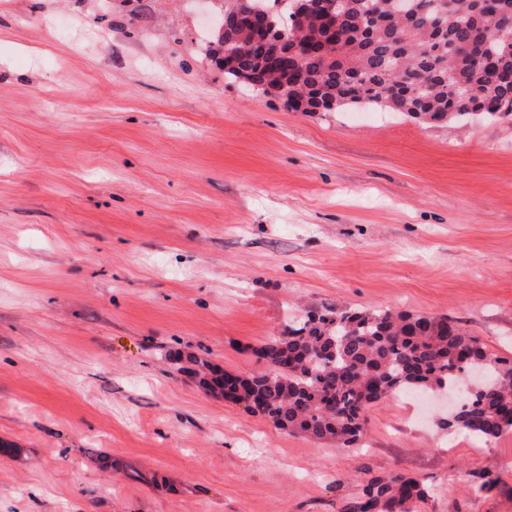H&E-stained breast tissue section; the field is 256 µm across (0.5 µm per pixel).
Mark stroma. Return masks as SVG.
<instances>
[{
    "mask_svg": "<svg viewBox=\"0 0 512 512\" xmlns=\"http://www.w3.org/2000/svg\"><path fill=\"white\" fill-rule=\"evenodd\" d=\"M73 11V41L49 19ZM0 0V512H512L483 443L392 396L362 447L277 429L167 357L232 375L323 302L445 317L512 360V122L305 112L227 82L203 14ZM500 475L474 495L473 472ZM428 489L419 480L402 475L376 477L343 500L339 512H409L414 501H423Z\"/></svg>",
    "mask_w": 512,
    "mask_h": 512,
    "instance_id": "1",
    "label": "stroma"
}]
</instances>
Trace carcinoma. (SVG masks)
Returning <instances> with one entry per match:
<instances>
[{"label":"carcinoma","mask_w":512,"mask_h":512,"mask_svg":"<svg viewBox=\"0 0 512 512\" xmlns=\"http://www.w3.org/2000/svg\"><path fill=\"white\" fill-rule=\"evenodd\" d=\"M302 0H256L271 24H291ZM332 27L310 24L280 45L252 38L235 18L236 0H224V32L209 42L210 60L224 78L248 84L305 112L375 105L422 123L467 115L512 119V0H413L403 17L393 0H343ZM238 47L230 65L219 54ZM305 48L299 66L275 69L270 57ZM261 368L246 378L214 369L203 356L169 353L178 370L215 392L242 389L248 410L274 427L351 449L365 436L363 413L393 394L424 397L463 389L456 414L442 422L492 441L512 431V361L493 357L476 336L446 317L322 304L308 309L288 332L255 352ZM481 384L466 389L470 367ZM499 478L472 474L475 494ZM428 489L402 475L376 477L343 500L340 512H409Z\"/></svg>","instance_id":"carcinoma-1"}]
</instances>
